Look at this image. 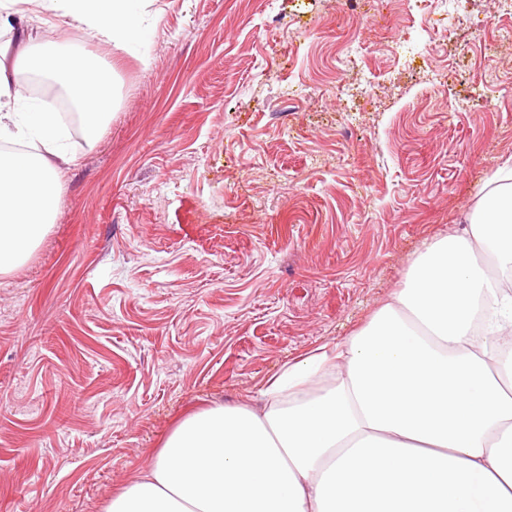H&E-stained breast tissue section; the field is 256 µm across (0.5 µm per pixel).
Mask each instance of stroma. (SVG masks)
Masks as SVG:
<instances>
[{
    "instance_id": "1",
    "label": "stroma",
    "mask_w": 512,
    "mask_h": 512,
    "mask_svg": "<svg viewBox=\"0 0 512 512\" xmlns=\"http://www.w3.org/2000/svg\"><path fill=\"white\" fill-rule=\"evenodd\" d=\"M56 21L30 0L0 42L100 56L117 105L0 274V512H105L189 412L362 326L512 158L500 0H153L137 52Z\"/></svg>"
}]
</instances>
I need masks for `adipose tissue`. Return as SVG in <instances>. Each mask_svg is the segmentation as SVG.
<instances>
[{"label":"adipose tissue","mask_w":512,"mask_h":512,"mask_svg":"<svg viewBox=\"0 0 512 512\" xmlns=\"http://www.w3.org/2000/svg\"><path fill=\"white\" fill-rule=\"evenodd\" d=\"M152 0H47L48 10L120 48L144 43ZM97 143L115 107L101 57L43 54ZM0 72V141L31 151L0 158V274L24 263L62 200L58 116L12 104ZM471 232L425 243L367 325L267 379L256 404L211 406L182 420L106 512H512V297L485 271L512 270V163L467 216ZM487 325L476 330L477 314ZM325 387H318L321 378Z\"/></svg>","instance_id":"1"}]
</instances>
